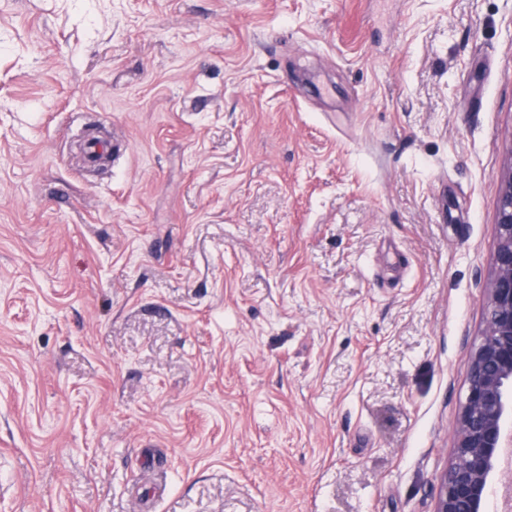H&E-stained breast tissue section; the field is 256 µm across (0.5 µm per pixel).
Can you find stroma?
<instances>
[{"label":"stroma","mask_w":512,"mask_h":512,"mask_svg":"<svg viewBox=\"0 0 512 512\" xmlns=\"http://www.w3.org/2000/svg\"><path fill=\"white\" fill-rule=\"evenodd\" d=\"M511 159L512 0H0V512H434Z\"/></svg>","instance_id":"stroma-1"}]
</instances>
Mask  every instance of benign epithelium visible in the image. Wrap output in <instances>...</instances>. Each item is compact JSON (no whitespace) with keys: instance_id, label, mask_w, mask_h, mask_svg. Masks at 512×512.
<instances>
[{"instance_id":"1","label":"benign epithelium","mask_w":512,"mask_h":512,"mask_svg":"<svg viewBox=\"0 0 512 512\" xmlns=\"http://www.w3.org/2000/svg\"><path fill=\"white\" fill-rule=\"evenodd\" d=\"M512 447V161L502 178L496 247L482 341L471 352L468 388L452 461L434 512H485L493 475Z\"/></svg>"}]
</instances>
